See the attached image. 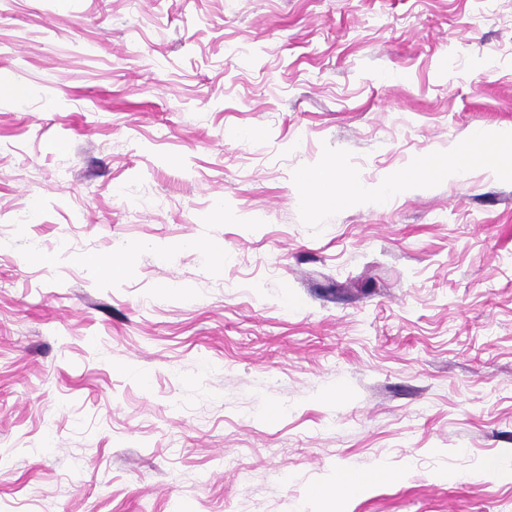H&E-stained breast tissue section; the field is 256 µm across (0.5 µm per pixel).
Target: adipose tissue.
Returning <instances> with one entry per match:
<instances>
[{
	"instance_id": "adipose-tissue-1",
	"label": "adipose tissue",
	"mask_w": 512,
	"mask_h": 512,
	"mask_svg": "<svg viewBox=\"0 0 512 512\" xmlns=\"http://www.w3.org/2000/svg\"><path fill=\"white\" fill-rule=\"evenodd\" d=\"M471 141L480 146L471 159L460 158L456 152L427 156L412 167L406 168L399 181L383 184L374 190L362 189L352 184L348 192L362 199L376 202L389 200L395 193L424 185L439 175L449 181L461 182L469 178L473 170L479 169L491 177L512 178V130L508 128H479L469 135Z\"/></svg>"
}]
</instances>
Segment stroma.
Returning <instances> with one entry per match:
<instances>
[{"mask_svg":"<svg viewBox=\"0 0 512 512\" xmlns=\"http://www.w3.org/2000/svg\"><path fill=\"white\" fill-rule=\"evenodd\" d=\"M0 74V512H512V178L299 181L512 129V0H0ZM386 474V472H373L371 474L360 473L354 469L344 468L336 471V485L348 491H359L373 483L375 475Z\"/></svg>","mask_w":512,"mask_h":512,"instance_id":"35a3bbf8","label":"stroma"}]
</instances>
